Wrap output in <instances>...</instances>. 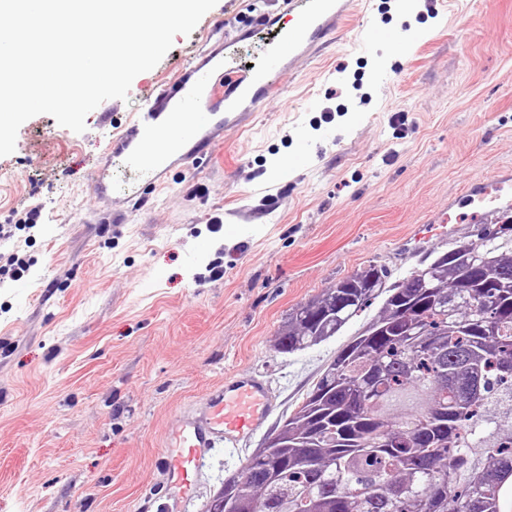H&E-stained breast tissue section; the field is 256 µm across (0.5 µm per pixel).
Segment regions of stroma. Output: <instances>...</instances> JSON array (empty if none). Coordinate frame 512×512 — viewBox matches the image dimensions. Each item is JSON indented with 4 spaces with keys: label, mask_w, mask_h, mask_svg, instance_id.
I'll use <instances>...</instances> for the list:
<instances>
[{
    "label": "stroma",
    "mask_w": 512,
    "mask_h": 512,
    "mask_svg": "<svg viewBox=\"0 0 512 512\" xmlns=\"http://www.w3.org/2000/svg\"><path fill=\"white\" fill-rule=\"evenodd\" d=\"M252 2L218 0L85 132L40 114L0 157V255L28 267L0 275V512H202L382 301L292 355L274 348L289 311L369 263L395 283L426 252L477 240L478 224L421 240L415 227L472 182L512 186V0H372L206 162L173 168L115 220L91 186L113 135L212 36L233 38ZM392 27L434 39L409 60L383 40L360 48L367 29ZM234 372L267 379L279 406L248 448L210 449L194 495L175 496L166 431Z\"/></svg>",
    "instance_id": "35a3bbf8"
}]
</instances>
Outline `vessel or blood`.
Returning <instances> with one entry per match:
<instances>
[{"mask_svg": "<svg viewBox=\"0 0 512 512\" xmlns=\"http://www.w3.org/2000/svg\"><path fill=\"white\" fill-rule=\"evenodd\" d=\"M370 0H288V21L276 26L264 71L239 74L222 56L208 54L163 86L112 140L114 159L135 177L124 191L126 204L144 206L151 188L162 185L174 161L193 167L205 161L216 130L241 126L245 112L279 94L280 75H295L304 59L332 40L333 32L357 5ZM385 37L398 54L408 52L400 31H365L363 46ZM275 409L268 383L235 374L211 392L204 408L182 416L166 433L162 465L172 490L193 494L206 449L239 448L268 423Z\"/></svg>", "mask_w": 512, "mask_h": 512, "instance_id": "obj_1", "label": "vessel or blood"}]
</instances>
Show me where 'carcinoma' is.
Here are the masks:
<instances>
[{
    "instance_id": "obj_1",
    "label": "carcinoma",
    "mask_w": 512,
    "mask_h": 512,
    "mask_svg": "<svg viewBox=\"0 0 512 512\" xmlns=\"http://www.w3.org/2000/svg\"><path fill=\"white\" fill-rule=\"evenodd\" d=\"M297 411L204 512H505L512 496V223L432 251L403 280L370 264L296 306L282 354L337 335L372 299Z\"/></svg>"
}]
</instances>
